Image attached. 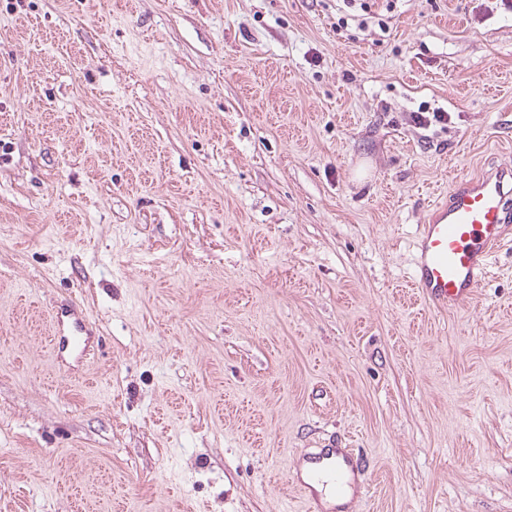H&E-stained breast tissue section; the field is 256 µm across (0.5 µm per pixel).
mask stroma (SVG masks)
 <instances>
[{
    "label": "stroma",
    "instance_id": "stroma-1",
    "mask_svg": "<svg viewBox=\"0 0 512 512\" xmlns=\"http://www.w3.org/2000/svg\"><path fill=\"white\" fill-rule=\"evenodd\" d=\"M509 164L487 0H0V512H304L331 441L354 512H512V248L457 310L412 286ZM89 344V336H87L85 328L81 324L76 325L75 332L69 335L55 336L54 348L58 351L65 349L77 356H83ZM302 463L290 479V486L305 503L306 511L323 510L320 494L329 492L336 500L349 498L354 504L367 496V485L362 478L364 466L348 448H306L301 451ZM306 470L302 475L301 467Z\"/></svg>",
    "mask_w": 512,
    "mask_h": 512
}]
</instances>
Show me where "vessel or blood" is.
<instances>
[{
    "label": "vessel or blood",
    "mask_w": 512,
    "mask_h": 512,
    "mask_svg": "<svg viewBox=\"0 0 512 512\" xmlns=\"http://www.w3.org/2000/svg\"><path fill=\"white\" fill-rule=\"evenodd\" d=\"M512 234V166L458 178L444 202L434 204L419 226L414 258L415 288L439 311L469 302L485 280L491 260ZM84 326L56 337L54 347L84 355ZM306 470L290 485L308 512H318L323 493L357 503L368 490L364 466L345 448H307Z\"/></svg>",
    "instance_id": "b4317fda"
}]
</instances>
